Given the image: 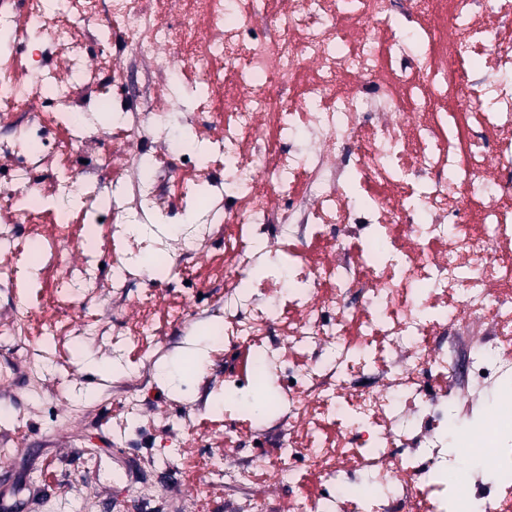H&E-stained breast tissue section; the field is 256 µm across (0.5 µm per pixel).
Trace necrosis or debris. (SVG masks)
<instances>
[{
    "label": "necrosis or debris",
    "mask_w": 512,
    "mask_h": 512,
    "mask_svg": "<svg viewBox=\"0 0 512 512\" xmlns=\"http://www.w3.org/2000/svg\"><path fill=\"white\" fill-rule=\"evenodd\" d=\"M177 2L173 23L164 0H0V286L77 299L81 315L43 335L116 353L155 339L160 289L177 293L169 323L219 314L222 345L283 383L273 482L298 487L290 512H448L462 498L512 512V444L496 441L512 405L470 394L512 390V0L432 15L421 0L398 15L392 0ZM188 96L207 119L184 149L168 117ZM93 106L119 121L92 122ZM201 181L221 188L204 223L151 234ZM77 224L98 226L113 287L153 283L129 330L99 314L93 257L72 259ZM215 247L223 264L198 279ZM145 384L140 368L114 382L120 431L145 428ZM462 410L493 481L448 454ZM312 472L327 493L304 491ZM222 476L251 488L248 512H274L254 469L221 452L192 500L210 503Z\"/></svg>",
    "instance_id": "necrosis-or-debris-1"
}]
</instances>
